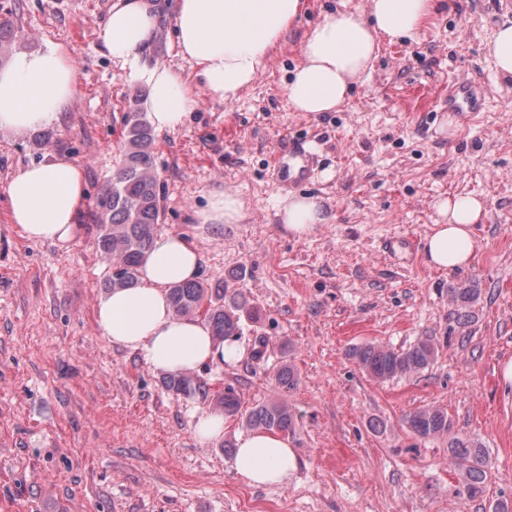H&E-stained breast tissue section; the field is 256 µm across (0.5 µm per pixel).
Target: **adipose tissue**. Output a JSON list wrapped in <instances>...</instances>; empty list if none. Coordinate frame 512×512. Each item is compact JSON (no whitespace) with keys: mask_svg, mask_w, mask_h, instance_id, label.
<instances>
[{"mask_svg":"<svg viewBox=\"0 0 512 512\" xmlns=\"http://www.w3.org/2000/svg\"><path fill=\"white\" fill-rule=\"evenodd\" d=\"M436 0H367L365 13L342 9L328 15L304 39L301 61L286 84L289 105L298 112H333L343 106L377 56L379 38L416 33L433 13ZM304 0H177L171 17L180 58L194 68L192 78L144 60L159 24L149 0H114L103 28L104 46L130 81L144 85L151 125L164 132L182 126L197 104L198 91L231 103L256 81L284 33L299 18ZM77 70L54 44L18 51L0 66V130L17 133L54 124L69 102ZM9 219L36 242H69L85 205L82 169L64 158L21 170L7 187ZM245 204L233 191L215 194L196 212L201 224H235ZM442 223L424 241L428 264L455 270L470 265L473 230L486 214L483 200L456 196L438 202ZM279 216L288 233L302 236L331 217L320 197L291 195ZM200 255L184 235L156 234L130 288L103 294L96 306L102 337L138 353L152 368L188 374L215 362L234 363L237 346L218 343L210 328L174 316L169 286L193 280ZM296 455L285 438L250 432L239 437L234 471L249 484L285 483Z\"/></svg>","mask_w":512,"mask_h":512,"instance_id":"obj_1","label":"adipose tissue"}]
</instances>
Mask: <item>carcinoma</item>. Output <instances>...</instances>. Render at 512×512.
I'll list each match as a JSON object with an SVG mask.
<instances>
[{
  "label": "carcinoma",
  "instance_id": "cac0c4a2",
  "mask_svg": "<svg viewBox=\"0 0 512 512\" xmlns=\"http://www.w3.org/2000/svg\"><path fill=\"white\" fill-rule=\"evenodd\" d=\"M93 216L98 228L97 248L113 262L108 287L135 285L140 263L151 248L161 216L154 134L145 112L139 109L126 113L118 170L112 182L98 194ZM449 295L455 305L449 316L460 322L469 318V309L477 302L480 289L474 284H463L449 289ZM168 297L176 317L203 316L212 335L222 341L238 334L241 314L251 313L247 304L228 294V289L220 285L185 282L168 288ZM435 353L434 343L427 338L403 350L375 343L348 350V355L362 370L382 382L424 370ZM275 379L280 388L294 389L297 384L295 368L290 364L280 366ZM164 386L182 394H206L201 383L186 375H170L164 379ZM218 405L224 415L241 416L255 431L288 435L293 430V415L285 403L259 405L243 413L237 394L229 387L224 390ZM403 423L418 438L448 436V453L461 472L462 491L470 496L482 492L491 468L489 454L481 443L453 432L444 409L434 406L418 409L406 415Z\"/></svg>",
  "mask_w": 512,
  "mask_h": 512
}]
</instances>
